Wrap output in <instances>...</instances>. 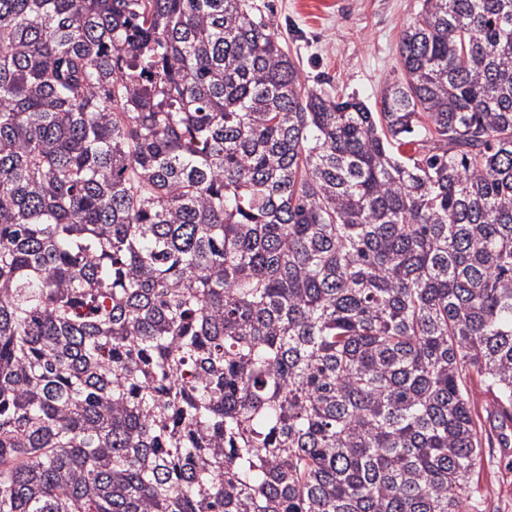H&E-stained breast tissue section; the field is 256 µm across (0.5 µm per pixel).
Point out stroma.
<instances>
[{"mask_svg":"<svg viewBox=\"0 0 512 512\" xmlns=\"http://www.w3.org/2000/svg\"><path fill=\"white\" fill-rule=\"evenodd\" d=\"M275 29L307 87L353 96L380 109L383 90L402 77L401 31L420 0H251ZM479 486L468 512H512V447L486 429Z\"/></svg>","mask_w":512,"mask_h":512,"instance_id":"1","label":"stroma"}]
</instances>
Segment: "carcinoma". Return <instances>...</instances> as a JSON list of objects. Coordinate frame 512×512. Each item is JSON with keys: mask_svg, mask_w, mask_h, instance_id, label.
<instances>
[{"mask_svg": "<svg viewBox=\"0 0 512 512\" xmlns=\"http://www.w3.org/2000/svg\"><path fill=\"white\" fill-rule=\"evenodd\" d=\"M248 0H0V512H463L512 446V0L373 111Z\"/></svg>", "mask_w": 512, "mask_h": 512, "instance_id": "1", "label": "carcinoma"}]
</instances>
